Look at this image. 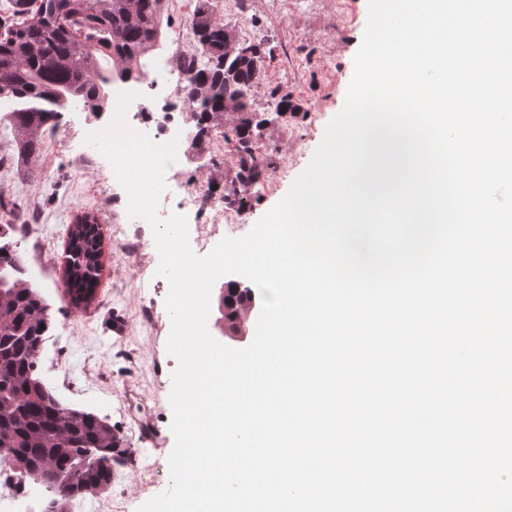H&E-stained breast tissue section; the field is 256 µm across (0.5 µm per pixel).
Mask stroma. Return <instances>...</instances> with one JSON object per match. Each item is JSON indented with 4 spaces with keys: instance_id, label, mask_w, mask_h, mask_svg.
I'll return each instance as SVG.
<instances>
[{
    "instance_id": "stroma-1",
    "label": "stroma",
    "mask_w": 512,
    "mask_h": 512,
    "mask_svg": "<svg viewBox=\"0 0 512 512\" xmlns=\"http://www.w3.org/2000/svg\"><path fill=\"white\" fill-rule=\"evenodd\" d=\"M182 0H165L162 40L146 75L137 87L154 110L164 104L156 86L158 69L180 39ZM243 19L232 27L239 40L271 43L275 57L268 62L260 85L252 92L254 107L267 123L259 145L272 163L287 173L268 190L244 197L240 206L246 226L256 222L289 191L308 166L323 140L328 123L342 110L354 74L368 17V0H288L279 11L275 0H242ZM289 96L294 109L278 116L271 90ZM109 119L79 103L63 108L56 123L62 132L80 131L78 139L53 151L44 149L35 171H27L11 128L0 125V152L9 165L0 169V189L16 204L14 215L0 213V224H36L37 238L21 242V256L29 279L50 305L51 328L39 357V373L68 407L105 418L120 441L112 465V484L100 494L85 497L87 512H102L103 504L121 503L122 512H137L150 498L171 485L169 456L175 446L169 396L177 362L167 351L171 319L165 300L167 280L159 276L160 256L150 225L127 223L129 240L140 241L150 264L143 272L146 286L126 283L140 273L112 237V225L102 222L103 254L93 299L71 305L65 295L64 257L73 218L90 210L89 182L105 181L108 161L84 140ZM155 317L152 327L140 324L143 305ZM154 466L147 475L132 469L135 458Z\"/></svg>"
}]
</instances>
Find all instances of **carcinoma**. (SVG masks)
Instances as JSON below:
<instances>
[{
	"label": "carcinoma",
	"mask_w": 512,
	"mask_h": 512,
	"mask_svg": "<svg viewBox=\"0 0 512 512\" xmlns=\"http://www.w3.org/2000/svg\"><path fill=\"white\" fill-rule=\"evenodd\" d=\"M198 0L192 28L197 49L209 67L195 72L185 97L195 108L194 138L226 114L236 115L235 182L244 185L263 170L253 155L254 130L266 119L250 103L265 66L254 61L265 54L263 43L240 44L221 66L226 39L235 36ZM165 0H6L0 4V78L9 84L10 99L20 106L0 117L16 131L18 151L36 163L40 133L58 115L61 93L80 94L87 106L103 111L105 78L137 81L140 60L160 41ZM19 230L0 224V451L30 475L48 471L64 481L45 484L47 505L68 512L70 499L107 490L108 465L119 442L112 426L92 412L63 405L36 377L44 336L50 329V305L26 276L20 255ZM99 227L91 212L78 215L69 232L73 263L66 277L71 300L94 294L100 266ZM93 454L100 465L84 470Z\"/></svg>",
	"instance_id": "1"
}]
</instances>
